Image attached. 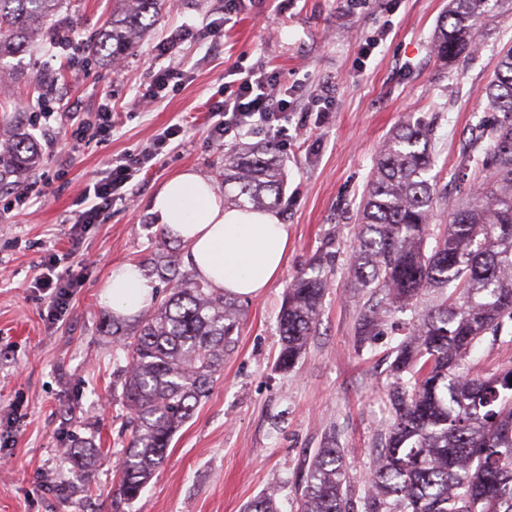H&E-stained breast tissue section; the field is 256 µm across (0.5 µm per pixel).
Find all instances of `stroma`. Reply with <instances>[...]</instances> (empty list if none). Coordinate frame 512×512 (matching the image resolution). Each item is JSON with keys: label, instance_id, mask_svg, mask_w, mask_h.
Segmentation results:
<instances>
[{"label": "stroma", "instance_id": "35a3bbf8", "mask_svg": "<svg viewBox=\"0 0 512 512\" xmlns=\"http://www.w3.org/2000/svg\"><path fill=\"white\" fill-rule=\"evenodd\" d=\"M225 2L172 0L116 68L84 62L82 52L111 16L112 0H65L56 23L77 19L79 41L59 46L46 36L10 60L15 78L0 83V113L18 114L41 151L34 167L0 184V408L13 412L12 428L0 435V512H243L271 487L279 512H299L313 455L328 447L341 449L353 500H362L390 416L389 365L412 314L384 312L374 336H356L371 296L348 280L359 205L385 138L419 120L432 131V174L448 192L435 221L447 224L469 188L458 170L492 119L480 92L499 50L512 45V12L497 15L472 59L450 66L432 50L448 0H245L230 14ZM179 29L190 38L161 54ZM375 38L379 46L363 57ZM235 64L277 71L306 95L332 82L334 102L326 122L289 123L287 140L277 143L286 180L276 211L289 235L283 269L262 296L240 300L237 343L209 397L127 503L114 477L132 430L117 379L127 358L112 326L128 333L137 321L114 317L99 294L116 262L147 264L162 252L188 265L185 247L162 239L149 211L161 182L190 167L223 187L226 154L272 139L245 133L216 146L207 137L204 103ZM169 65L183 67L182 84L142 110L139 94ZM105 99L114 127L103 138L96 115ZM44 100L55 110L49 127L39 118ZM175 123L183 128L176 147L147 164L132 202L114 201L101 223L83 225L71 250L68 231L85 184ZM78 128L86 145L76 155L45 149L47 137L62 142ZM37 179L42 196L13 206L14 191ZM55 255L74 271L69 309L57 320L48 318L35 282ZM319 259L331 273L320 324L295 367L279 370L277 319L287 288ZM468 366L476 377L512 367V323L478 343ZM74 446L94 455V465L74 467L67 453Z\"/></svg>", "mask_w": 512, "mask_h": 512}]
</instances>
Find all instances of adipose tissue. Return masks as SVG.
<instances>
[{
	"label": "adipose tissue",
	"mask_w": 512,
	"mask_h": 512,
	"mask_svg": "<svg viewBox=\"0 0 512 512\" xmlns=\"http://www.w3.org/2000/svg\"><path fill=\"white\" fill-rule=\"evenodd\" d=\"M151 213L165 233L184 245L199 280L230 297L262 295L279 276L288 252V227L272 210L225 204L213 182L186 168L162 182ZM155 286L140 266L116 263L100 298L132 315L149 305Z\"/></svg>",
	"instance_id": "ef3b65f1"
}]
</instances>
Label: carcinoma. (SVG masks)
<instances>
[{"instance_id":"1","label":"carcinoma","mask_w":512,"mask_h":512,"mask_svg":"<svg viewBox=\"0 0 512 512\" xmlns=\"http://www.w3.org/2000/svg\"><path fill=\"white\" fill-rule=\"evenodd\" d=\"M64 0H0V82L3 60L28 49L52 25ZM167 0H113L110 29L84 46L88 58L116 64L136 47ZM512 8V0H449L434 48L446 62L467 60L481 38L477 20ZM496 113L480 147L481 183L468 189L434 233L436 184L431 130L404 122L383 142L357 215L356 288L381 295V304L415 311L400 342L387 394L385 442L365 482V512H512V368L472 378L464 363L488 333L512 321V46L502 51L495 77L482 91ZM0 126V181L36 163L26 136ZM274 145H259L224 160L230 205L274 208L283 194ZM434 245L427 247L429 239ZM154 269L173 283L168 296L141 312L124 343L122 396L132 415L131 438L118 463L119 498L136 499L168 457L172 438L216 382L224 355L235 346L236 301L199 281L173 260ZM331 281L318 266L288 288L278 317L277 367H294L319 325ZM379 311L360 312L359 333L371 334ZM337 448H320L304 486L300 512H354ZM268 489L243 512H278Z\"/></svg>"}]
</instances>
